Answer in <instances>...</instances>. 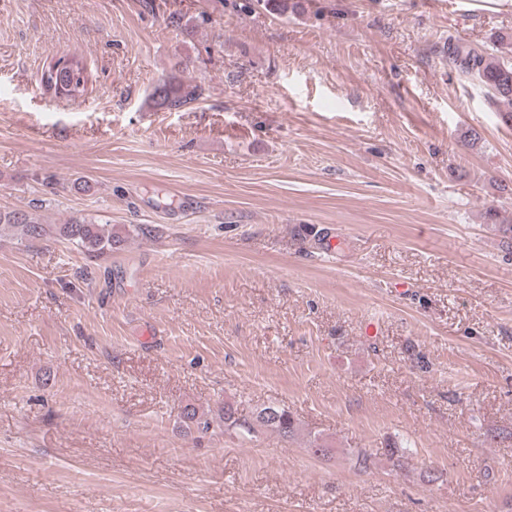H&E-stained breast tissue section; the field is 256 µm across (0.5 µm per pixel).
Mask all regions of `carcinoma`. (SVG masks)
<instances>
[{
	"mask_svg": "<svg viewBox=\"0 0 512 512\" xmlns=\"http://www.w3.org/2000/svg\"><path fill=\"white\" fill-rule=\"evenodd\" d=\"M499 47L494 52L472 47L455 48L453 63L462 73L476 77L487 90L492 104L505 107L502 116L505 122L512 121V36L498 38ZM55 77L48 78L46 87L58 98L77 100L87 90L90 75L84 61L77 56H63L53 62ZM201 95L198 85H184L171 80H162L151 93L153 106L160 110H179L197 100ZM50 232L49 225L42 224L33 214L22 210L0 211V237L11 236L27 241L38 240ZM57 232L64 240L77 245L90 258H99L112 252L124 242L119 229L93 218H75L66 224L57 225ZM219 419L224 422V431H238L254 435L259 431L275 433L293 438L299 434V425L287 409L269 405L257 410L252 419L237 416L233 404L226 403ZM213 418L187 405L180 417V428L185 433H206L211 429ZM411 454V447L394 443L385 449L386 458L392 465L401 468Z\"/></svg>",
	"mask_w": 512,
	"mask_h": 512,
	"instance_id": "obj_1",
	"label": "carcinoma"
}]
</instances>
